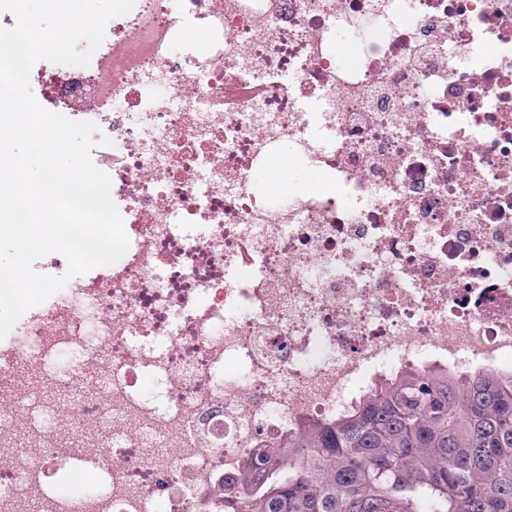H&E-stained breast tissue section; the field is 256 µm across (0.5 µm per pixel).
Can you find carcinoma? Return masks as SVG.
Returning a JSON list of instances; mask_svg holds the SVG:
<instances>
[{
    "label": "carcinoma",
    "instance_id": "cac0c4a2",
    "mask_svg": "<svg viewBox=\"0 0 512 512\" xmlns=\"http://www.w3.org/2000/svg\"><path fill=\"white\" fill-rule=\"evenodd\" d=\"M238 512H512V372L419 366L263 446Z\"/></svg>",
    "mask_w": 512,
    "mask_h": 512
}]
</instances>
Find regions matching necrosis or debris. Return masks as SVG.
<instances>
[{"label":"necrosis or debris","mask_w":512,"mask_h":512,"mask_svg":"<svg viewBox=\"0 0 512 512\" xmlns=\"http://www.w3.org/2000/svg\"><path fill=\"white\" fill-rule=\"evenodd\" d=\"M30 87L130 246L0 347V512H224L382 373L512 359V0H136Z\"/></svg>","instance_id":"necrosis-or-debris-1"}]
</instances>
